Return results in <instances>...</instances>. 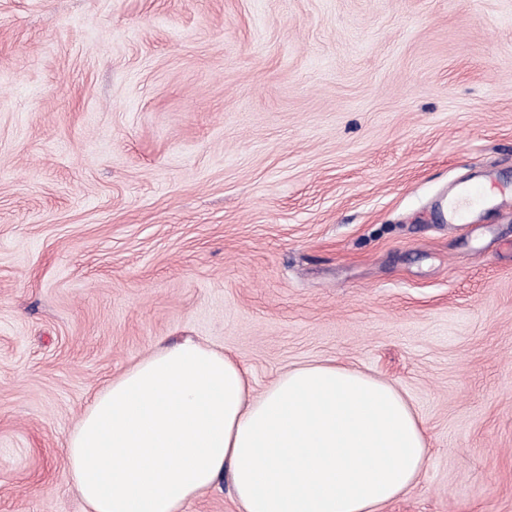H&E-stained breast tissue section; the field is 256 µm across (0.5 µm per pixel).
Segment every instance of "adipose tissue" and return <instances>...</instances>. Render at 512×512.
<instances>
[{
  "instance_id": "adipose-tissue-1",
  "label": "adipose tissue",
  "mask_w": 512,
  "mask_h": 512,
  "mask_svg": "<svg viewBox=\"0 0 512 512\" xmlns=\"http://www.w3.org/2000/svg\"><path fill=\"white\" fill-rule=\"evenodd\" d=\"M65 450L89 512H185L224 475L238 512H381L428 455L392 383L328 362L257 395L239 360L191 338L97 392Z\"/></svg>"
}]
</instances>
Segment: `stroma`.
Masks as SVG:
<instances>
[{
  "instance_id": "1",
  "label": "stroma",
  "mask_w": 512,
  "mask_h": 512,
  "mask_svg": "<svg viewBox=\"0 0 512 512\" xmlns=\"http://www.w3.org/2000/svg\"><path fill=\"white\" fill-rule=\"evenodd\" d=\"M184 336L401 390L384 512H512V0H0V512H88L68 434Z\"/></svg>"
}]
</instances>
